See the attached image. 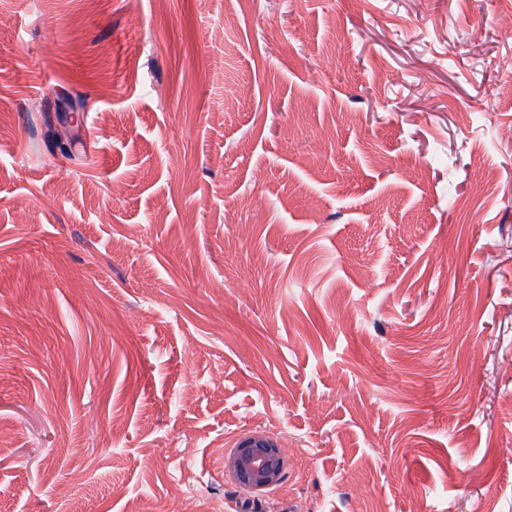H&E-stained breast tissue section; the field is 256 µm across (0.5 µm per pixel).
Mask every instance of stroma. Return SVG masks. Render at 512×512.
Wrapping results in <instances>:
<instances>
[{
	"label": "stroma",
	"instance_id": "obj_1",
	"mask_svg": "<svg viewBox=\"0 0 512 512\" xmlns=\"http://www.w3.org/2000/svg\"><path fill=\"white\" fill-rule=\"evenodd\" d=\"M508 56L512 0H0V512H512ZM53 112L47 113V118L57 131L68 130L71 132V128L77 126L81 121V113H78L81 111L69 107L63 95L55 104ZM283 449L270 436L257 431L247 436L227 460L230 476L241 487L269 489L284 478Z\"/></svg>",
	"mask_w": 512,
	"mask_h": 512
}]
</instances>
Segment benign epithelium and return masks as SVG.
I'll list each match as a JSON object with an SVG mask.
<instances>
[{
	"instance_id": "7a95c632",
	"label": "benign epithelium",
	"mask_w": 512,
	"mask_h": 512,
	"mask_svg": "<svg viewBox=\"0 0 512 512\" xmlns=\"http://www.w3.org/2000/svg\"><path fill=\"white\" fill-rule=\"evenodd\" d=\"M48 121L58 131L71 130L80 122V113L67 105L63 98L55 104ZM283 449L270 436L257 431L247 436L227 460L230 476L241 487L252 490L269 489L284 478Z\"/></svg>"
}]
</instances>
